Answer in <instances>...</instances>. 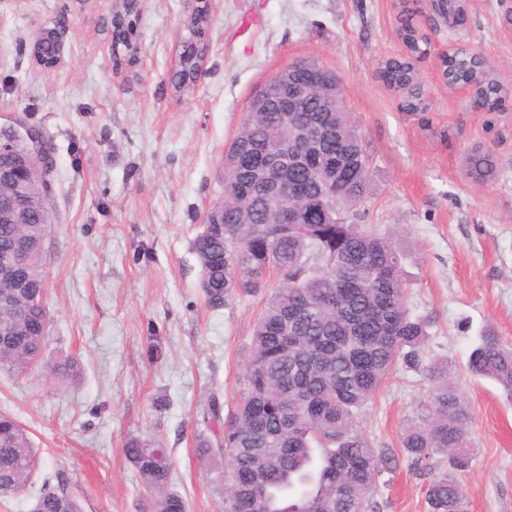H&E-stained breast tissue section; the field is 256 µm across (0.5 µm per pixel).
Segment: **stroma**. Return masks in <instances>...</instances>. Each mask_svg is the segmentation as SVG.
<instances>
[{
    "label": "stroma",
    "mask_w": 512,
    "mask_h": 512,
    "mask_svg": "<svg viewBox=\"0 0 512 512\" xmlns=\"http://www.w3.org/2000/svg\"><path fill=\"white\" fill-rule=\"evenodd\" d=\"M190 0H140L138 54L112 47L99 26L112 0H0V126L39 130L55 161L48 257L45 360L77 359L83 377L60 384L43 366L0 369V411L17 417L40 456L26 491L0 512H30L43 483L65 485L83 512H149L150 490L123 448L161 445L169 488L188 512H221V471L198 460L211 397L232 411L246 388V357L266 297L238 295L209 307L192 242L224 194V149L253 94L289 62L313 58L342 80L369 157L357 223L394 237L411 281L408 304L431 319L424 364L447 360L471 409L475 455L459 474L466 512H512V401L466 371L485 329L512 343V104L467 109L435 78L445 28L427 24L432 53L419 60L424 112L378 75L404 50L398 0H210L205 74L186 92L170 78ZM500 0H470L463 45L512 83V35ZM64 19L67 62L36 67L27 45ZM494 174L466 178L475 146ZM423 367L397 366L356 428L392 450L380 512H426L429 478L401 446L425 413Z\"/></svg>",
    "instance_id": "35a3bbf8"
}]
</instances>
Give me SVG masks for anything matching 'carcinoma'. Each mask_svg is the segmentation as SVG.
<instances>
[{
	"mask_svg": "<svg viewBox=\"0 0 512 512\" xmlns=\"http://www.w3.org/2000/svg\"><path fill=\"white\" fill-rule=\"evenodd\" d=\"M138 13L128 14L113 43L129 46ZM206 17L183 24L171 82L185 91L205 54ZM407 55L387 61L381 78L390 87L412 82L413 59L427 42L405 28ZM448 81L475 86V104L497 112L512 94L495 68H477L454 52L445 62ZM320 125L336 123V133L303 154L313 162L288 169V184L303 190L302 206L320 214V185L336 183V214L327 222L277 224L269 202L259 193L253 172L264 157L262 146H286L277 112L245 113L238 135L224 154V197L206 215L192 249L201 270L200 287L208 305L222 307L238 294L267 296L252 334L246 392L234 412L223 417L213 397L204 422L216 424L212 439L199 441L197 453L224 467V512H380L375 499L382 475L396 468L395 455L372 447L355 428V417L375 398L397 362L420 363L430 320L407 305L409 283L402 255L391 236L352 221L361 201L368 169L353 157L363 152L349 112H323L308 103ZM472 177L491 168L490 151L467 157ZM25 224L0 223V253L12 249L16 232L32 238V254L18 268L0 264V284L17 285L12 304L0 306V369L22 374L42 362L48 337L42 335L43 302L48 291L46 263L40 252L49 219L40 186L31 187ZM277 284L271 285V277ZM57 380H78L82 368L73 358L51 364ZM467 371L493 380L512 400V348L492 331L471 351ZM429 413L409 427L404 453L429 471L427 512H464L457 474L469 470L475 449L468 437L472 414L448 376V363L426 367ZM446 457L448 471H437L435 455ZM126 459L154 493L151 512H186L184 499L169 490L164 449L149 439L131 438ZM38 463L28 430L11 414L0 413V497L23 491ZM32 512H82L63 486L40 492Z\"/></svg>",
	"mask_w": 512,
	"mask_h": 512,
	"instance_id": "obj_1",
	"label": "carcinoma"
}]
</instances>
